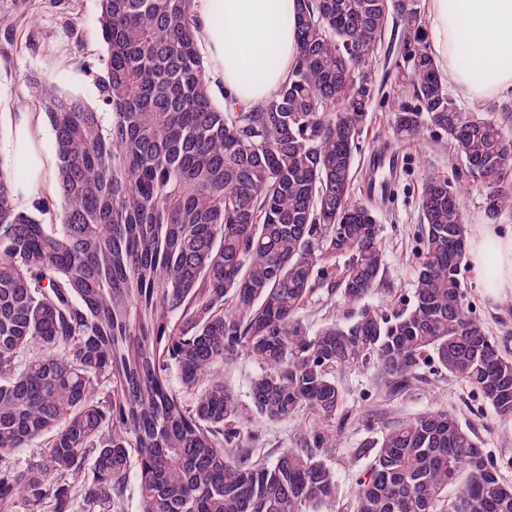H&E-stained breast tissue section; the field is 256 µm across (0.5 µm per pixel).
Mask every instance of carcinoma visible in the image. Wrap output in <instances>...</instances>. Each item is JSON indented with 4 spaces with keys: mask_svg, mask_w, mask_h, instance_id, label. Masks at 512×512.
<instances>
[{
    "mask_svg": "<svg viewBox=\"0 0 512 512\" xmlns=\"http://www.w3.org/2000/svg\"><path fill=\"white\" fill-rule=\"evenodd\" d=\"M195 3L100 0L110 122L45 89L56 173L34 212L15 203L29 165L0 159V512H71L76 485L83 512H112L133 465L142 512H335L326 449L348 421L335 373L360 364L390 395L434 367L512 417V359L461 280L469 185L426 175L414 301L363 304L384 263L354 159L389 27L395 134L448 145L487 220L512 218V126L449 97L416 0H298L295 67L252 108L214 102ZM325 286L362 308L311 334L301 311ZM239 353L261 367L250 418L217 375ZM304 406L317 423L254 459L256 426ZM35 442L40 461L13 464ZM364 452L353 512H512V483L447 409Z\"/></svg>",
    "mask_w": 512,
    "mask_h": 512,
    "instance_id": "1",
    "label": "carcinoma"
}]
</instances>
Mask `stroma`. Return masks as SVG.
I'll list each match as a JSON object with an SVG mask.
<instances>
[{
  "label": "stroma",
  "instance_id": "stroma-1",
  "mask_svg": "<svg viewBox=\"0 0 512 512\" xmlns=\"http://www.w3.org/2000/svg\"><path fill=\"white\" fill-rule=\"evenodd\" d=\"M0 16L15 27L13 41L0 35V158H8L17 112H41L40 87L49 82L57 91L98 106L97 73L104 67L105 46L99 37L100 0H0ZM394 40L385 37L375 49L376 79L383 85L365 123L362 149L355 160L356 198H363L368 159L372 152L392 150L399 157L389 200L375 202L381 224L384 251L383 282L369 299L384 311L399 310L413 301L416 256L421 248L417 236L418 207L422 184L428 173L455 178L456 162L447 149L435 143L425 145L396 137L393 116L386 101L394 90L388 76L395 61ZM462 283L475 316L489 336L512 356V297L493 301L478 288L470 266L462 268ZM353 307L336 295L319 290L302 316L310 330L326 322H346ZM343 395V411L349 416L340 447L328 457L338 475L336 512H351L356 478L369 463L363 449L378 439L393 422L444 406L455 411L462 423L472 428L486 453L499 461L512 460V418L497 417L477 393L452 377L425 382L389 397L378 387L371 368H344L336 373ZM314 421L305 408L288 420L264 422L252 444L254 458L273 460L278 449L292 446Z\"/></svg>",
  "mask_w": 512,
  "mask_h": 512
}]
</instances>
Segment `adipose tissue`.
<instances>
[{
  "mask_svg": "<svg viewBox=\"0 0 512 512\" xmlns=\"http://www.w3.org/2000/svg\"><path fill=\"white\" fill-rule=\"evenodd\" d=\"M199 36L224 91L253 106L287 81L299 53L296 0H203ZM427 37L449 86L478 103L512 90V0H428ZM481 288L512 295V236L484 225L467 243Z\"/></svg>",
  "mask_w": 512,
  "mask_h": 512,
  "instance_id": "obj_1",
  "label": "adipose tissue"
}]
</instances>
